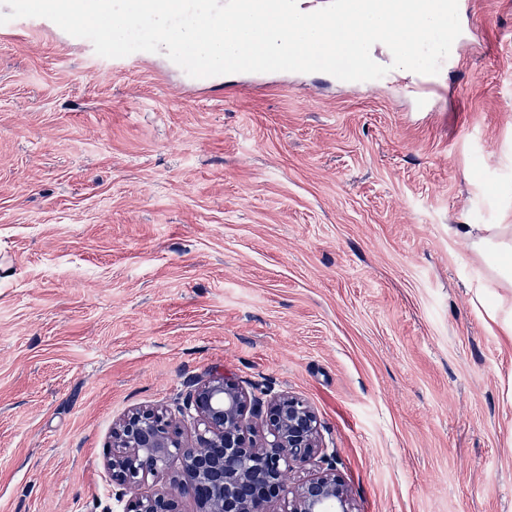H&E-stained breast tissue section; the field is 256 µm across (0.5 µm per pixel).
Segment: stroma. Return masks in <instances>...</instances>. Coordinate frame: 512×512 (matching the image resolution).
Instances as JSON below:
<instances>
[{"mask_svg":"<svg viewBox=\"0 0 512 512\" xmlns=\"http://www.w3.org/2000/svg\"><path fill=\"white\" fill-rule=\"evenodd\" d=\"M433 108L418 73L190 86L63 30L0 34V512H124L127 411L198 381L317 415L354 512H512V0ZM455 235L469 249L488 261L497 279L512 286V225L465 224Z\"/></svg>","mask_w":512,"mask_h":512,"instance_id":"1","label":"stroma"}]
</instances>
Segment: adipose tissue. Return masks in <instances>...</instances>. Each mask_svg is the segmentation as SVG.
<instances>
[{
    "mask_svg": "<svg viewBox=\"0 0 512 512\" xmlns=\"http://www.w3.org/2000/svg\"><path fill=\"white\" fill-rule=\"evenodd\" d=\"M456 235L487 261L499 281L512 286L511 224H467L458 228Z\"/></svg>",
    "mask_w": 512,
    "mask_h": 512,
    "instance_id": "ef3b65f1",
    "label": "adipose tissue"
}]
</instances>
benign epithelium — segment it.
<instances>
[{
	"mask_svg": "<svg viewBox=\"0 0 512 512\" xmlns=\"http://www.w3.org/2000/svg\"><path fill=\"white\" fill-rule=\"evenodd\" d=\"M181 414L196 423L187 445L163 409L131 410L112 428L108 466L130 494L126 512H181L187 496L198 512H271L287 493V473L306 465L315 473L290 492L284 512H354L335 453L323 448L316 414L300 398L282 393L263 403L232 378L214 376L194 384ZM175 464L189 480L174 475L152 495L137 493Z\"/></svg>",
	"mask_w": 512,
	"mask_h": 512,
	"instance_id": "obj_1",
	"label": "benign epithelium"
}]
</instances>
